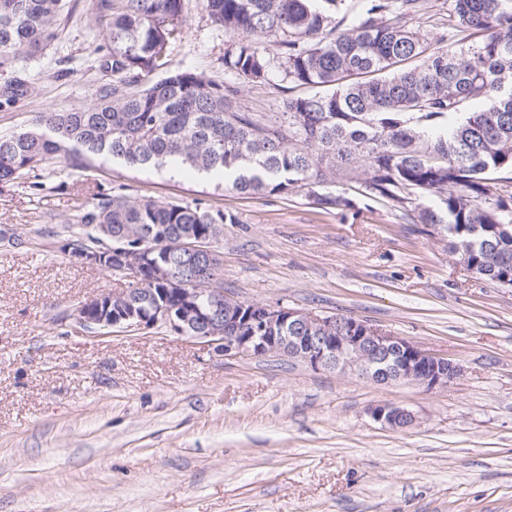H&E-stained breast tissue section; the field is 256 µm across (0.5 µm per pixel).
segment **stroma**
<instances>
[{
	"instance_id": "stroma-1",
	"label": "stroma",
	"mask_w": 512,
	"mask_h": 512,
	"mask_svg": "<svg viewBox=\"0 0 512 512\" xmlns=\"http://www.w3.org/2000/svg\"><path fill=\"white\" fill-rule=\"evenodd\" d=\"M32 68L37 101L0 108V134L32 113L93 103L90 0ZM173 70L224 81L230 38L185 0ZM42 198L0 186V512H512V288L475 278L442 226L359 196L325 211L306 186L245 197L210 177L98 158ZM199 202L236 216L214 243L224 293L381 326L462 373L433 391L377 385L278 355L230 358L166 328L84 330L81 303L122 274L52 248L57 218L98 189ZM412 410L393 430L369 410Z\"/></svg>"
}]
</instances>
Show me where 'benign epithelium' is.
Wrapping results in <instances>:
<instances>
[{"mask_svg": "<svg viewBox=\"0 0 512 512\" xmlns=\"http://www.w3.org/2000/svg\"><path fill=\"white\" fill-rule=\"evenodd\" d=\"M185 248L187 255L198 260L216 254L206 241L188 243ZM112 250L126 253L125 270L130 271L144 264L152 248L144 242L140 249H129L114 239ZM166 295L165 288H153L146 297L134 288L104 294L80 305L75 320L85 329L164 327L201 340L225 356L277 354L378 385L407 381L428 390L446 388L461 372L457 363L353 316H322L287 306L235 302L222 288H182L174 307ZM202 295L209 297L206 307L198 303ZM370 415L392 429L417 422L414 412L388 403L376 405Z\"/></svg>", "mask_w": 512, "mask_h": 512, "instance_id": "obj_1", "label": "benign epithelium"}]
</instances>
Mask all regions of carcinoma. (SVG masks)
I'll return each instance as SVG.
<instances>
[{
  "label": "carcinoma",
  "mask_w": 512,
  "mask_h": 512,
  "mask_svg": "<svg viewBox=\"0 0 512 512\" xmlns=\"http://www.w3.org/2000/svg\"><path fill=\"white\" fill-rule=\"evenodd\" d=\"M447 2L432 36L410 25L425 0H205L211 23L233 40L224 52L232 79L219 83L191 70L150 79L184 36V0H90L96 100L35 112L21 131L0 135V185L23 183L39 197L44 178L98 157L173 166L251 196L342 175L418 224L445 225L451 253L499 286L512 276V195L493 192L512 173V0ZM72 13L67 0H0V106L39 95L32 64ZM278 76L315 93L285 96L269 115L242 106L237 81ZM317 202L353 207L342 194ZM65 223L58 249L76 262L97 248L99 269L119 273L112 238L130 248L146 240L167 274L146 265L131 287L196 288L221 281L218 262L192 263L178 245L220 235L237 218L109 189Z\"/></svg>",
  "instance_id": "obj_1"
}]
</instances>
